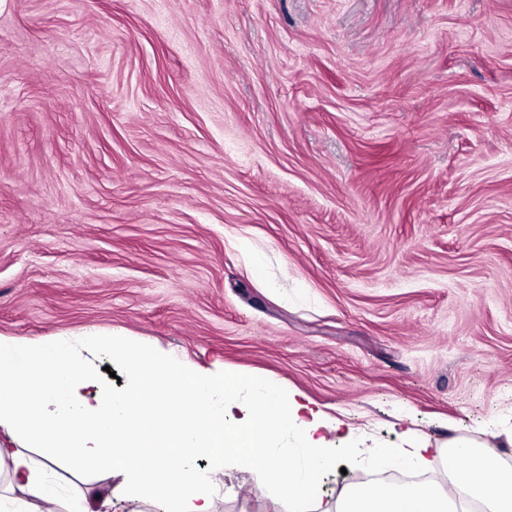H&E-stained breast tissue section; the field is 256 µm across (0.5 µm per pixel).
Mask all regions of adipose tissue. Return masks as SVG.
Returning a JSON list of instances; mask_svg holds the SVG:
<instances>
[{"label":"adipose tissue","instance_id":"ef3b65f1","mask_svg":"<svg viewBox=\"0 0 512 512\" xmlns=\"http://www.w3.org/2000/svg\"><path fill=\"white\" fill-rule=\"evenodd\" d=\"M98 342L87 335L83 350L32 341H0V431L31 437L36 453L0 447V473L11 489L48 503L55 502L46 469L67 458L78 471L98 468L121 478L125 499H159L164 512H214L217 467L242 466L277 488L289 512H306L316 500V479L335 459L319 431L325 421L304 415L295 398H284L264 381L238 373L208 377L186 365L173 366L132 344L113 346V354L132 371V384L121 394L92 391L84 350ZM185 393L180 404L155 401L159 389ZM294 438L298 465L283 470L277 452ZM182 458V469L162 466V459ZM209 456L214 466L198 470L194 461ZM470 461L459 469L457 459ZM387 460L405 469H427L442 462L444 484L373 483L343 487L335 512H464L468 502L479 512H512V471L500 485L485 481L497 465L494 443L452 439L447 449L418 439L378 454H358L362 467Z\"/></svg>","mask_w":512,"mask_h":512}]
</instances>
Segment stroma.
Instances as JSON below:
<instances>
[{
    "instance_id": "obj_1",
    "label": "stroma",
    "mask_w": 512,
    "mask_h": 512,
    "mask_svg": "<svg viewBox=\"0 0 512 512\" xmlns=\"http://www.w3.org/2000/svg\"><path fill=\"white\" fill-rule=\"evenodd\" d=\"M136 343L356 449L512 468V0H0V338ZM98 508L110 479L48 470ZM225 470L215 512H273Z\"/></svg>"
}]
</instances>
